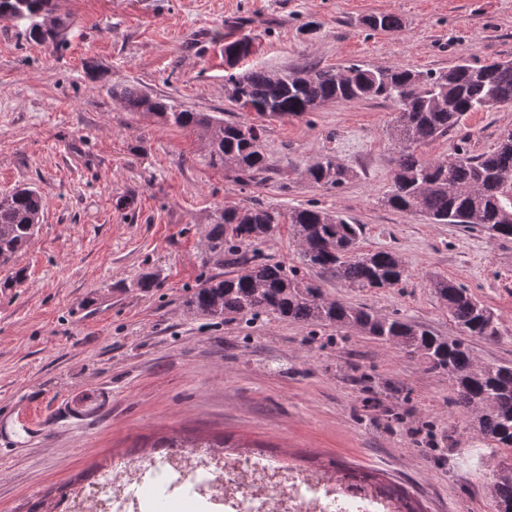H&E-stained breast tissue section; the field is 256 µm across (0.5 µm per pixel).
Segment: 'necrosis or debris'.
<instances>
[{
	"instance_id": "1",
	"label": "necrosis or debris",
	"mask_w": 512,
	"mask_h": 512,
	"mask_svg": "<svg viewBox=\"0 0 512 512\" xmlns=\"http://www.w3.org/2000/svg\"><path fill=\"white\" fill-rule=\"evenodd\" d=\"M224 512H396L373 488L290 460L231 448L144 451L106 462L96 479L71 486L51 512H173L177 497Z\"/></svg>"
}]
</instances>
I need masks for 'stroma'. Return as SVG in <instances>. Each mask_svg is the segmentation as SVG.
<instances>
[{
  "label": "stroma",
  "mask_w": 512,
  "mask_h": 512,
  "mask_svg": "<svg viewBox=\"0 0 512 512\" xmlns=\"http://www.w3.org/2000/svg\"><path fill=\"white\" fill-rule=\"evenodd\" d=\"M70 23L56 50L26 42L0 19V194L41 191L38 234L0 287V512L38 502L106 459L172 435L227 436L299 464L337 459L405 486L425 512H496L498 464L453 402L446 375L355 330L304 326L271 314L249 323L189 312L208 276L204 234L220 207L317 205L362 225L358 251H396L409 275L394 288L319 278L325 296L457 330L427 286L436 273L465 285L498 317L500 336L469 339L474 357L512 363V239L433 224L383 204L396 150L394 103H331L266 123L271 168L240 184L210 166L195 131L128 112L121 80L178 107L228 109L224 42L255 48L237 72L359 63L444 72L460 60H512V0H53ZM398 15V31L365 19ZM512 106L465 113L417 149L434 160L492 151ZM331 156L343 187L302 180ZM151 275L144 288L140 280ZM30 420L24 433L16 418Z\"/></svg>",
  "instance_id": "35a3bbf8"
}]
</instances>
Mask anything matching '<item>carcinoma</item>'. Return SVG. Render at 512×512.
Segmentation results:
<instances>
[{"label": "carcinoma", "instance_id": "obj_1", "mask_svg": "<svg viewBox=\"0 0 512 512\" xmlns=\"http://www.w3.org/2000/svg\"><path fill=\"white\" fill-rule=\"evenodd\" d=\"M51 0H9L0 19L20 28L26 41L54 49L63 45L69 23H43ZM375 30L401 28L400 19L380 13L366 20ZM243 38L224 44L229 66L252 53ZM229 101L255 120L226 121L208 112L180 109L164 95L125 81L112 83V98L129 112H148L163 123L197 130L208 145V164L223 167L229 161L239 180L248 184L270 169L264 148L263 120L299 117L328 102L382 99L399 105L390 135L398 146L395 170L384 204L402 213H420L433 224H456L512 239V129L503 131L493 151L473 156L458 151L444 159L423 160L416 146L448 134L467 112L512 104V61L486 65L462 60L442 73L400 68H369L350 64L328 69L303 66L271 74L254 70L226 78ZM352 170L325 156L300 170L307 182L337 189ZM42 194L30 187L0 196V266L12 263L39 231ZM290 224L293 238L303 243L305 266L317 269L352 288H393L408 277L403 259L392 250L359 252L362 227L339 213L295 208L288 213L262 203L242 208H218L209 218L207 251L215 264L224 265V252L238 254L270 238L280 225ZM459 336H439L422 323L397 316H380L371 308L339 299L326 300L316 281L279 262L242 257L237 269L205 278L187 299V307L209 317L226 315L255 320L276 314L303 325L352 327L385 343L401 347L424 369L446 374L455 390L454 403L472 414L470 428L493 450L512 451V364L476 360L466 340L493 341L499 330L494 316L464 286L444 277L429 279ZM347 479L375 487L400 505V512H421L406 489L384 481L374 472L346 469ZM497 512H512V469L497 465L489 477Z\"/></svg>", "mask_w": 512, "mask_h": 512}]
</instances>
